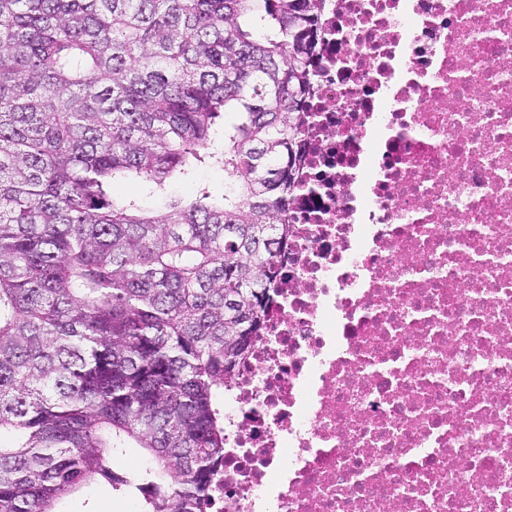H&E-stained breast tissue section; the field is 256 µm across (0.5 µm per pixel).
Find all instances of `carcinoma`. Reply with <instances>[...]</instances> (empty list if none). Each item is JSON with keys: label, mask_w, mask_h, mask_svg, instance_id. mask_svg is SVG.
I'll return each mask as SVG.
<instances>
[{"label": "carcinoma", "mask_w": 512, "mask_h": 512, "mask_svg": "<svg viewBox=\"0 0 512 512\" xmlns=\"http://www.w3.org/2000/svg\"><path fill=\"white\" fill-rule=\"evenodd\" d=\"M322 5L0 0V512L99 479L205 512L300 190ZM204 164L224 192L171 199ZM126 448L146 465L119 474Z\"/></svg>", "instance_id": "carcinoma-1"}]
</instances>
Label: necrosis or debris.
<instances>
[{"label": "necrosis or debris", "instance_id": "necrosis-or-debris-1", "mask_svg": "<svg viewBox=\"0 0 512 512\" xmlns=\"http://www.w3.org/2000/svg\"><path fill=\"white\" fill-rule=\"evenodd\" d=\"M320 26L208 512H512V0H324Z\"/></svg>", "mask_w": 512, "mask_h": 512}]
</instances>
